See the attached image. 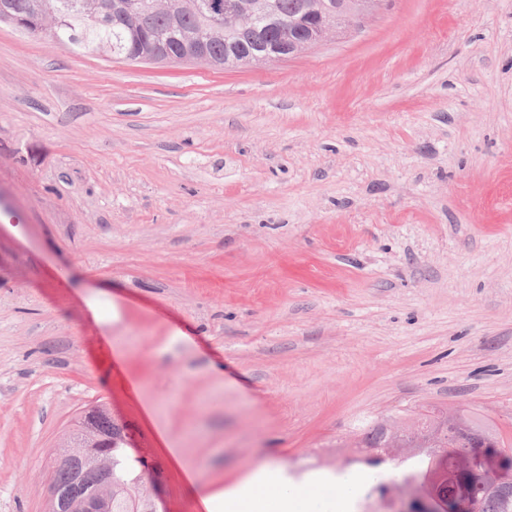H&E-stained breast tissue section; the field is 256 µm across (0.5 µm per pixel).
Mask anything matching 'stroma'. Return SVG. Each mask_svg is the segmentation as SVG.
<instances>
[{
    "mask_svg": "<svg viewBox=\"0 0 512 512\" xmlns=\"http://www.w3.org/2000/svg\"><path fill=\"white\" fill-rule=\"evenodd\" d=\"M98 403L160 512L269 459L366 512L355 448L433 409L512 446V0L225 70L0 22V512H47Z\"/></svg>",
    "mask_w": 512,
    "mask_h": 512,
    "instance_id": "stroma-1",
    "label": "stroma"
}]
</instances>
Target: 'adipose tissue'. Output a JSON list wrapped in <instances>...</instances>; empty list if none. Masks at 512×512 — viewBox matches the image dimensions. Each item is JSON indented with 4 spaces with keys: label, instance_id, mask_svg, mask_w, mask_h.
<instances>
[{
    "label": "adipose tissue",
    "instance_id": "adipose-tissue-1",
    "mask_svg": "<svg viewBox=\"0 0 512 512\" xmlns=\"http://www.w3.org/2000/svg\"><path fill=\"white\" fill-rule=\"evenodd\" d=\"M356 490L352 481L337 490L292 486L284 465L270 460L234 489L202 488L200 502L205 512H335L337 499Z\"/></svg>",
    "mask_w": 512,
    "mask_h": 512
}]
</instances>
